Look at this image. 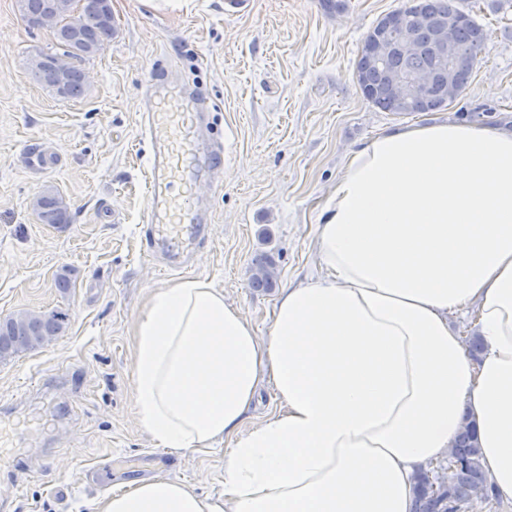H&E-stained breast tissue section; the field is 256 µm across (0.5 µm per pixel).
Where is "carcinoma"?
<instances>
[{"mask_svg":"<svg viewBox=\"0 0 512 512\" xmlns=\"http://www.w3.org/2000/svg\"><path fill=\"white\" fill-rule=\"evenodd\" d=\"M66 0H18L23 19L32 28L55 6L61 10ZM107 0H85L82 16L75 22L65 23L54 31L57 46L76 62L83 61L101 51L112 40L114 23L106 18ZM452 0H407L401 8L382 16L368 31L358 51L355 64L356 80L363 98L374 107L396 114L406 109L394 97L386 79L389 70L419 72L428 70L435 80L431 90L412 108L414 112H436L449 106L448 73H453L458 90L469 83L473 64L487 42V32L471 14L461 12V20L453 33L454 53L443 62L434 51V33L448 16ZM424 14L428 27L419 35V49L412 55L392 53L385 65L378 68L370 63L368 54L371 40L392 30L382 28L387 20L399 14ZM33 80L63 98H76L85 91V73L75 64L65 70L56 68L52 55L41 54L28 62ZM38 219L43 224H68L70 213L63 199L53 190L40 193L33 202ZM276 283L275 264L269 258L257 262L251 280L254 288H272ZM68 314L61 310L51 312H20L0 319V358L43 346L61 335ZM451 475L443 480L431 470H421L414 477V507L412 512H462L475 495L486 500L494 498L488 487L481 463L476 427L471 422L461 426L454 447L448 455Z\"/></svg>","mask_w":512,"mask_h":512,"instance_id":"cac0c4a2","label":"carcinoma"}]
</instances>
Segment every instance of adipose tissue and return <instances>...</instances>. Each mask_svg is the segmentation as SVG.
Returning a JSON list of instances; mask_svg holds the SVG:
<instances>
[{"label":"adipose tissue","mask_w":512,"mask_h":512,"mask_svg":"<svg viewBox=\"0 0 512 512\" xmlns=\"http://www.w3.org/2000/svg\"><path fill=\"white\" fill-rule=\"evenodd\" d=\"M318 275L281 288L267 341L221 290L156 289L132 398L160 448L228 440L224 492L165 476L90 512H412L414 476L463 417L512 499V130L399 127L354 151L317 226ZM475 306L471 362L450 314ZM277 414L245 428L264 385Z\"/></svg>","instance_id":"ef3b65f1"}]
</instances>
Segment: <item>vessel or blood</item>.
Wrapping results in <instances>:
<instances>
[{"instance_id":"vessel-or-blood-1","label":"vessel or blood","mask_w":512,"mask_h":512,"mask_svg":"<svg viewBox=\"0 0 512 512\" xmlns=\"http://www.w3.org/2000/svg\"><path fill=\"white\" fill-rule=\"evenodd\" d=\"M153 96L144 116L152 151L148 157L151 233L155 247L177 255L185 241L205 239V220L194 209L192 183L200 166H224V147H202L197 122L207 115L204 100L171 87L162 73L151 79Z\"/></svg>"}]
</instances>
